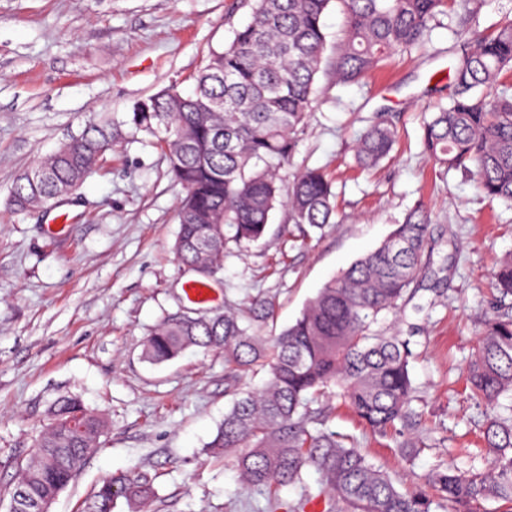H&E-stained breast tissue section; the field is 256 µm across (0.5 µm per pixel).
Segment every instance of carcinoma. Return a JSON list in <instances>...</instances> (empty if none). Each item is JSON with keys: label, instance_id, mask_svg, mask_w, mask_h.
<instances>
[{"label": "carcinoma", "instance_id": "carcinoma-1", "mask_svg": "<svg viewBox=\"0 0 512 512\" xmlns=\"http://www.w3.org/2000/svg\"><path fill=\"white\" fill-rule=\"evenodd\" d=\"M333 0H248L249 21L230 43L213 50L185 93L171 84L131 107L130 118L103 116L16 178L12 203L19 211L42 208L82 186L106 162L123 127L156 138L171 172L185 189L177 220L175 251L209 283L224 268L229 243L259 242L273 212L287 221L322 229L335 223L332 183L321 168L286 178L316 98V77L329 65L336 81L350 83L385 62L394 51L424 41L429 22L449 5L467 16L472 0H340L341 39L326 57L324 17ZM512 70V19L457 54L446 107L424 119L422 145L443 172L472 166L477 188L490 201L512 203V94L489 100L483 91L502 85ZM396 128L379 121L360 133L357 164L374 168L392 150ZM436 240L427 206L419 202L372 251L324 285L294 324L267 339L248 333L237 316L170 318L147 338L143 357L170 361L190 348L224 351L231 372L261 361L269 378L243 392L224 414L208 448L231 456L242 483L267 492L299 482L305 468L321 475L318 491L303 501L330 497L326 512H431L434 498L480 512L487 500L512 512V415L492 414L482 431L491 455L485 472L465 473L447 465L426 488L402 490L348 439L310 425L321 412L309 396L335 387L345 405L375 433L401 425L412 429L421 415L412 406L410 376L413 329L387 332L380 316H405L413 300L439 281L427 276ZM493 288L499 305L485 320L468 370L470 396L488 408L512 391V256L496 266ZM107 423L75 397L51 407L35 452L15 489L29 503L69 485L88 451L101 445ZM153 477L142 473L106 479L82 512H113L118 499L146 504Z\"/></svg>", "mask_w": 512, "mask_h": 512}]
</instances>
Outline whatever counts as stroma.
Masks as SVG:
<instances>
[{
    "instance_id": "stroma-1",
    "label": "stroma",
    "mask_w": 512,
    "mask_h": 512,
    "mask_svg": "<svg viewBox=\"0 0 512 512\" xmlns=\"http://www.w3.org/2000/svg\"><path fill=\"white\" fill-rule=\"evenodd\" d=\"M473 15L440 16L423 48L399 50L359 83L319 73L321 93L292 171L321 167L334 180L337 221L303 233L277 210L262 240L230 248L212 283L214 300L188 302L193 277L174 250L182 185L145 133L117 141L110 162L73 194L20 212L11 189L23 169L78 135L103 112L126 119L133 103L178 84L247 22L244 0H0V512L31 458L52 404L76 397L104 416L102 445L82 464L50 512H80L114 474L147 473L149 512H267L230 460L208 444L235 394L262 386L254 367L225 379L220 351L186 352L153 365L150 332L172 317L233 311L241 326L275 336L320 288L376 248L425 202L437 242V291L408 312L418 332L410 373L422 413L402 454L392 436L366 430L336 398L315 396L323 430L351 435L396 486L413 487L440 464L487 470L474 448L486 409L466 375L492 299L495 264L512 255V206L488 202L461 170L438 174L423 153L424 117L448 102L455 53L512 18V0H475ZM395 124L389 159L356 167L355 136L377 120ZM273 307L254 321L252 299Z\"/></svg>"
}]
</instances>
